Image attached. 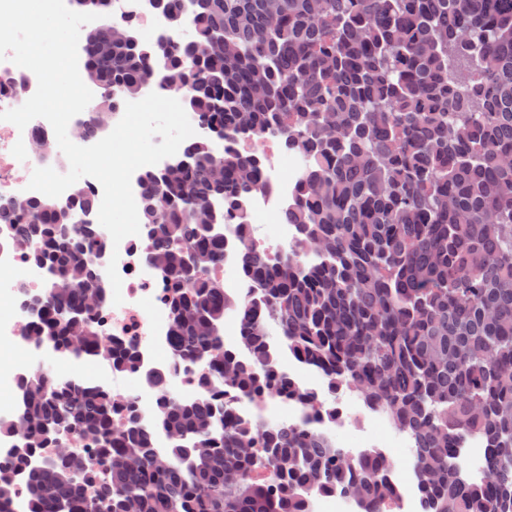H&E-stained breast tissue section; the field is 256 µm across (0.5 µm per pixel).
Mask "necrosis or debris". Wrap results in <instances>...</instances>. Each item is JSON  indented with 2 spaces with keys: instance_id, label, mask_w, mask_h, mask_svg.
Instances as JSON below:
<instances>
[{
  "instance_id": "necrosis-or-debris-1",
  "label": "necrosis or debris",
  "mask_w": 512,
  "mask_h": 512,
  "mask_svg": "<svg viewBox=\"0 0 512 512\" xmlns=\"http://www.w3.org/2000/svg\"><path fill=\"white\" fill-rule=\"evenodd\" d=\"M54 131L42 118L32 120L25 129L0 121V288L9 292L10 304L0 309V336L10 337L20 346H28L27 329L30 317L22 306L26 295L40 293L45 278L28 259L31 246L19 232L18 211L14 206L23 201L39 199L40 194L28 190L27 184L34 169L51 167L64 173L69 163L60 149L50 155L39 152L38 146L51 141ZM242 150L258 153L268 168L262 174L268 191L251 194L247 207L249 224L272 218L280 226L279 238L283 244L295 240L293 225L287 224L285 212L292 200L293 183L278 169L273 160L282 158L279 138L264 136L242 143ZM147 244L143 236H129L121 243H113L104 236L103 246L96 255L100 265L116 261L122 278L121 305L106 301L98 316L100 335L112 336L137 344L143 355V366L137 369L117 370L111 361L98 358L93 365L74 371V378L95 383L106 389L119 405L113 414L115 423H122L121 407L126 402L137 403L143 413H150L156 393L143 379V367L168 368L171 364L170 346L166 335L170 329L167 290L161 278L146 261Z\"/></svg>"
}]
</instances>
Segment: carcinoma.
Segmentation results:
<instances>
[{
  "mask_svg": "<svg viewBox=\"0 0 512 512\" xmlns=\"http://www.w3.org/2000/svg\"><path fill=\"white\" fill-rule=\"evenodd\" d=\"M193 9L189 41L84 35L82 79L113 98L146 82L181 87L186 111L224 136L196 139L190 164L137 177L148 264L165 282L172 370L199 371L200 395L170 390L149 428L134 403L112 424V399L52 370L19 385L12 453L0 462V512L18 484L30 512H309L315 495L350 490L356 512H394L401 490L381 450L341 454L326 421L350 390L412 438L420 512H512V0H164ZM108 45L110 50L100 51ZM277 133L300 158L274 260L252 235L212 234L198 211L241 224L263 188L235 145ZM223 166L222 178L214 176ZM24 237L50 287L27 295L33 339L72 360L124 369L139 352L99 335L87 261L103 229L70 227L55 200L27 203ZM195 253L201 266H189ZM241 264L235 297L211 280L224 255ZM63 283L57 290L53 284ZM232 313L238 347L224 346ZM316 370V393L279 369V352ZM259 398L296 404L273 421L240 410ZM171 436L155 448L151 429ZM79 433L89 455L39 451ZM488 448L480 483L451 464L466 440ZM106 474L94 480V468ZM266 480L252 477L256 470Z\"/></svg>",
  "mask_w": 512,
  "mask_h": 512,
  "instance_id": "cac0c4a2",
  "label": "carcinoma"
}]
</instances>
